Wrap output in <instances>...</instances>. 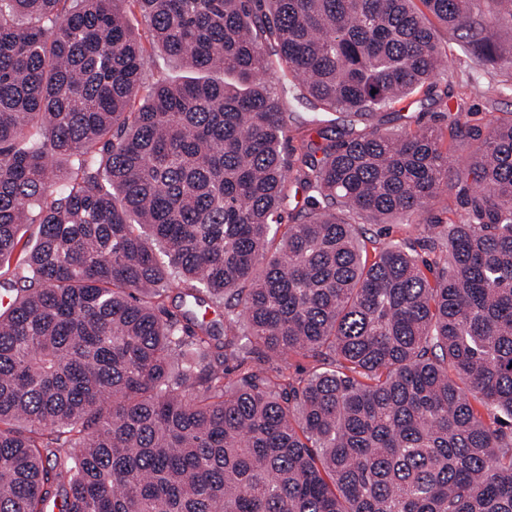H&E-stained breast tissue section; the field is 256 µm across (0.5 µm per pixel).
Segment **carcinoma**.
<instances>
[{
	"label": "carcinoma",
	"instance_id": "carcinoma-1",
	"mask_svg": "<svg viewBox=\"0 0 512 512\" xmlns=\"http://www.w3.org/2000/svg\"><path fill=\"white\" fill-rule=\"evenodd\" d=\"M131 7L193 76L147 79ZM501 16L512 0H0V512H512V118L455 113L476 147L453 169L432 126L321 116L441 101L431 17L512 66L482 36ZM294 102L316 138L288 149ZM451 171L476 193L428 228L446 259L368 257L358 221L420 216ZM270 355L314 366L294 383L252 366Z\"/></svg>",
	"mask_w": 512,
	"mask_h": 512
}]
</instances>
